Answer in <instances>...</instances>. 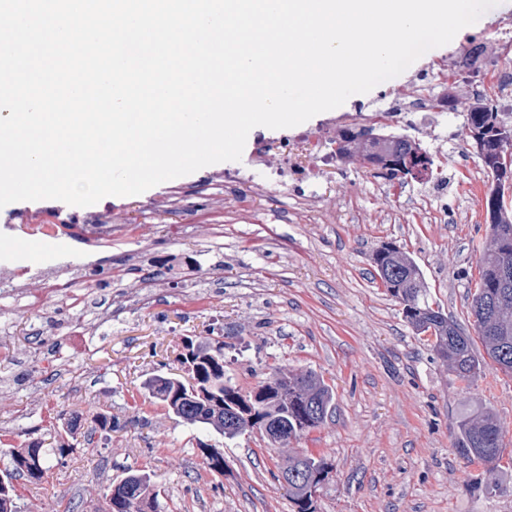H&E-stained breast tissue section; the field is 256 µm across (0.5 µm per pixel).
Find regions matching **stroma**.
Here are the masks:
<instances>
[{"instance_id":"stroma-1","label":"stroma","mask_w":512,"mask_h":512,"mask_svg":"<svg viewBox=\"0 0 512 512\" xmlns=\"http://www.w3.org/2000/svg\"><path fill=\"white\" fill-rule=\"evenodd\" d=\"M506 24L512 0L401 75L304 122L312 137L290 145L300 175L286 189H265L262 173L296 130L259 126L235 183L217 163L88 207L1 208L0 242L33 269L47 236L7 225H71L65 277L77 283L51 291L23 280L21 302L0 300V470L6 449L76 435L41 480H16L17 512H106L129 470L152 475L154 512H296L280 477L287 449L268 447L257 430L227 439L185 424L149 394L152 378L178 371L186 342L213 340L241 393L281 365L331 388V415L299 442L330 466L316 512H512V376L489 361L473 383L459 381L375 281L371 260L381 244L399 246L430 301L474 333L470 293L490 247L492 176L466 124L476 77L454 63L473 43L487 59H512V43L497 39ZM442 64L448 82L436 91L456 95L457 109L405 113L394 128L429 154L433 175L398 184L356 162L315 171L349 116L395 104ZM483 412L506 431L493 481L454 447L459 420ZM104 415L120 430H102ZM206 448L223 454V472L205 467Z\"/></svg>"}]
</instances>
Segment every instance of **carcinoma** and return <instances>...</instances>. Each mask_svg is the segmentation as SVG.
Listing matches in <instances>:
<instances>
[{
	"instance_id": "obj_1",
	"label": "carcinoma",
	"mask_w": 512,
	"mask_h": 512,
	"mask_svg": "<svg viewBox=\"0 0 512 512\" xmlns=\"http://www.w3.org/2000/svg\"><path fill=\"white\" fill-rule=\"evenodd\" d=\"M469 129L481 131L483 146L479 156L483 167L494 178H499L498 141L500 136L510 131L512 123L507 121L505 113L494 104L479 103L467 113ZM366 141L372 151V157L387 163L397 149H405L419 154L422 169L426 173L433 164L426 151L403 136H375L370 129H352L336 139V158L347 160L361 141ZM485 207L490 216L489 231L492 248L483 253L479 259V279L475 284L470 304L471 315L477 335L483 346L480 354L475 348L472 337L468 336L452 320L448 319L442 309L433 308L426 288H407L400 280H391L384 285L387 292L397 298L403 305V314L408 323L420 333L432 332L433 350L437 356L453 369L463 382H472L482 372L484 357H489L499 368L512 373V334L502 336L499 328L506 324L512 329V281L502 286L496 262L497 255L506 252L512 255V212L508 210L505 197L495 193L494 186H489L485 194ZM406 257L398 247L391 243L384 244L373 253L374 267L386 268ZM507 293L509 306L505 310L486 316L479 308L486 300L495 298L500 293ZM181 365L188 374L187 379L174 376H160L148 385L149 393L162 400L169 410L183 423L211 429L224 435V428L217 425L211 417L212 403L224 401L234 391V387L224 381V342L208 350V355L200 356L195 352V345L185 346V353L180 357ZM273 383L282 391V395L269 403L268 410L260 414V420L247 424L241 430L246 433L254 429L263 430L265 420L271 418L288 426V434L299 441L302 436L318 428L326 419L332 405V392L328 385L314 372L294 373L286 369L273 372ZM321 404V413L312 415L311 405ZM505 431L501 421L493 414L485 412L474 419L459 422L455 438L458 455L467 462L479 460L491 463L486 469L488 478H493L501 457ZM68 444L61 443L47 452L39 443H31L21 450L10 451V468L0 482V512H15V488L13 480L20 477L40 479L49 470V455L64 456ZM308 460L312 474H329V465L324 459H317L304 450H296L288 456V469H294L298 455ZM150 486V476L145 473L132 478L127 473L112 487L108 499V512H129V504L135 503V512H144L145 496ZM304 487L288 489V498L297 507V512H315L312 503L303 499Z\"/></svg>"
}]
</instances>
